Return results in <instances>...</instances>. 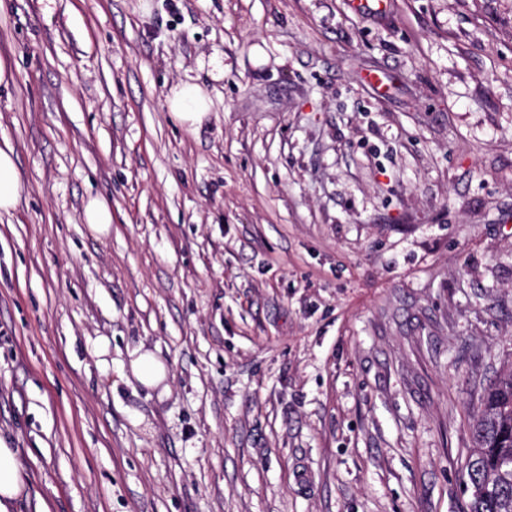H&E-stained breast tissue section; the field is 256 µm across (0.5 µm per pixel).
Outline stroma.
<instances>
[{
  "mask_svg": "<svg viewBox=\"0 0 512 512\" xmlns=\"http://www.w3.org/2000/svg\"><path fill=\"white\" fill-rule=\"evenodd\" d=\"M389 2L0 0L15 512H468L512 369V0ZM210 98L197 83L183 82L174 86L167 98L169 111L182 124L195 126L206 117ZM20 191L13 152L0 147V213L9 214L15 208ZM86 224L97 233H105L112 224V212L107 203L99 198L90 199L84 209ZM131 368L136 378L145 387H154L166 377L165 367L150 352L139 354L131 362Z\"/></svg>",
  "mask_w": 512,
  "mask_h": 512,
  "instance_id": "1",
  "label": "stroma"
}]
</instances>
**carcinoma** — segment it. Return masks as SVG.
<instances>
[{"mask_svg": "<svg viewBox=\"0 0 512 512\" xmlns=\"http://www.w3.org/2000/svg\"><path fill=\"white\" fill-rule=\"evenodd\" d=\"M466 465L469 512H512V372L484 395Z\"/></svg>", "mask_w": 512, "mask_h": 512, "instance_id": "obj_1", "label": "carcinoma"}]
</instances>
